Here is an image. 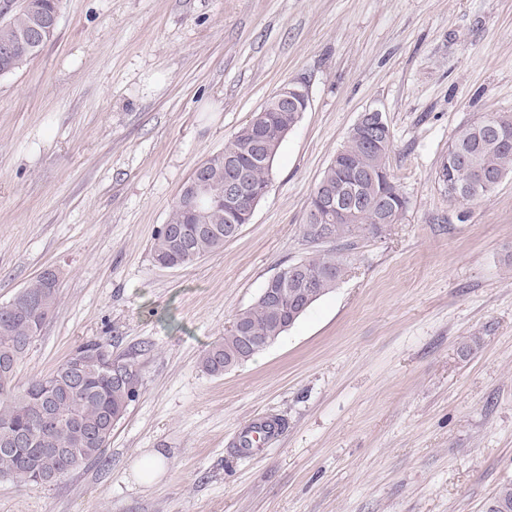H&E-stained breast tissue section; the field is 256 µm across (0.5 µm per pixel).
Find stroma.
<instances>
[{
	"label": "stroma",
	"mask_w": 512,
	"mask_h": 512,
	"mask_svg": "<svg viewBox=\"0 0 512 512\" xmlns=\"http://www.w3.org/2000/svg\"><path fill=\"white\" fill-rule=\"evenodd\" d=\"M290 81L310 106L251 223L158 267L191 173ZM369 109L407 211L353 239L337 287L271 347L207 374L236 313L314 253L309 196ZM497 112L512 0H60L54 38L0 77V303L43 270L60 283L16 382L101 337L141 389L99 463L0 478V512H485L512 480V178L457 203L438 173L457 129ZM266 415L280 433L240 454Z\"/></svg>",
	"instance_id": "35a3bbf8"
}]
</instances>
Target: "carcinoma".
<instances>
[{
    "label": "carcinoma",
    "mask_w": 512,
    "mask_h": 512,
    "mask_svg": "<svg viewBox=\"0 0 512 512\" xmlns=\"http://www.w3.org/2000/svg\"><path fill=\"white\" fill-rule=\"evenodd\" d=\"M32 9L22 6L7 21H0V46L11 49V63L17 70L30 59L29 32L33 17L49 21L59 10L58 0H30ZM496 130L473 121L461 126L448 145V156L441 163L439 180L451 183L465 194V201L483 198L493 189L473 188L474 170L482 169L496 183L512 178V144L499 133L512 137V113L494 115ZM300 121L297 112L270 109L251 119L224 143V150L210 155L212 162L232 156L249 184L262 191L271 186L273 164L284 137ZM392 133L378 141L359 133L349 135L340 154L326 167L319 184L336 189L349 200H364L376 207L348 210L345 215L331 213L325 223L333 228V242L346 246L370 227L398 223L408 206V198L397 186L388 196L382 172L388 169ZM230 226L224 208L207 214L192 224L181 208H172L168 221L157 231L151 248L154 262L172 268L191 265L224 247V229ZM345 273L344 259L334 253H318L292 263L270 277L253 304L240 310L232 327L205 350L202 369L220 376L224 369H235L266 350L261 342L275 343L322 296L336 288ZM47 299L45 317L54 312L59 298L58 276L45 271L19 289ZM41 333L28 314L0 305V362L14 364L9 373L0 370V477L20 486L34 483L31 463L58 481L68 473L102 459L112 439L111 420L121 419L138 393L113 380L99 367L102 351L112 347L103 339H91L75 348L83 355L78 372L62 361L52 372L31 378L26 385L15 383L17 365ZM51 405L61 420L53 431L41 436L32 447L16 448L17 433L30 427L33 417ZM486 512H512V481L502 483L486 507Z\"/></svg>",
    "instance_id": "obj_1"
}]
</instances>
